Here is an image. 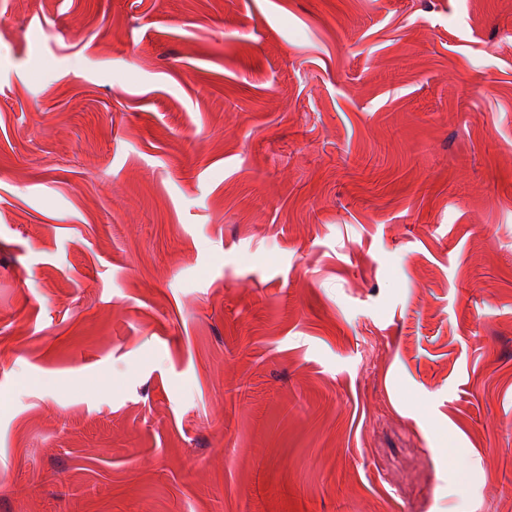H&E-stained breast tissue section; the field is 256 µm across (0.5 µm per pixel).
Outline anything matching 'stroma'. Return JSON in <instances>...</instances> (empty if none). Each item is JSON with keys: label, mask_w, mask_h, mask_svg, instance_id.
Instances as JSON below:
<instances>
[{"label": "stroma", "mask_w": 512, "mask_h": 512, "mask_svg": "<svg viewBox=\"0 0 512 512\" xmlns=\"http://www.w3.org/2000/svg\"><path fill=\"white\" fill-rule=\"evenodd\" d=\"M512 512V0H0V512Z\"/></svg>", "instance_id": "1"}]
</instances>
